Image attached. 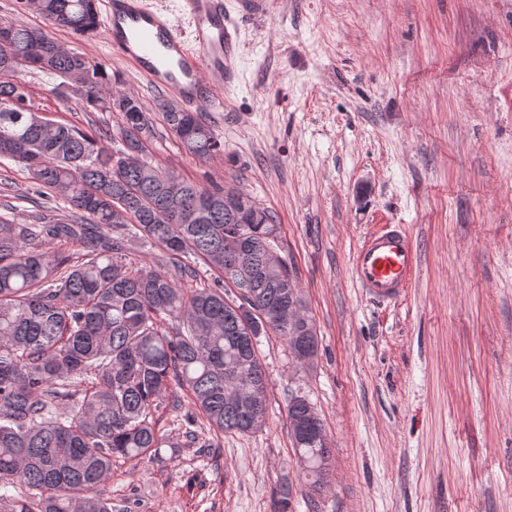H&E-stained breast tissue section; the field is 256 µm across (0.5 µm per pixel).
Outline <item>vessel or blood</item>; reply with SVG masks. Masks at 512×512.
Instances as JSON below:
<instances>
[{
  "label": "vessel or blood",
  "mask_w": 512,
  "mask_h": 512,
  "mask_svg": "<svg viewBox=\"0 0 512 512\" xmlns=\"http://www.w3.org/2000/svg\"><path fill=\"white\" fill-rule=\"evenodd\" d=\"M104 28L113 54L147 84L166 91L187 112L224 117V85L234 75L236 33L224 0H182L180 16L147 0H104ZM420 255L404 225L366 236L353 256L352 275L373 299L391 302L411 288Z\"/></svg>",
  "instance_id": "b4317fda"
}]
</instances>
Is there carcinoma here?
<instances>
[{
	"mask_svg": "<svg viewBox=\"0 0 512 512\" xmlns=\"http://www.w3.org/2000/svg\"><path fill=\"white\" fill-rule=\"evenodd\" d=\"M55 28L88 38L100 19L95 0H15ZM37 29L0 17V160L25 169L35 193L63 203L65 215L34 224L0 216V501L26 496L10 512H112L98 487L117 459L144 460L165 446L155 412L173 387L221 433L257 432L267 420L268 382L258 338L242 331L236 309L260 308L290 352L314 356L318 337L286 259L271 260L275 215L242 189L234 216L219 185H201L156 166L154 128L142 102L112 87L107 66ZM23 66L61 79L85 112H116L121 148L71 123L44 118L31 90L13 79ZM185 152L210 159L224 142L198 114L163 105ZM178 258L194 257L246 294L192 287L173 271L132 263L129 236ZM72 244L77 251L62 250ZM308 398L288 401L286 425L303 477L329 485L331 448Z\"/></svg>",
	"mask_w": 512,
	"mask_h": 512,
	"instance_id": "obj_1",
	"label": "carcinoma"
}]
</instances>
